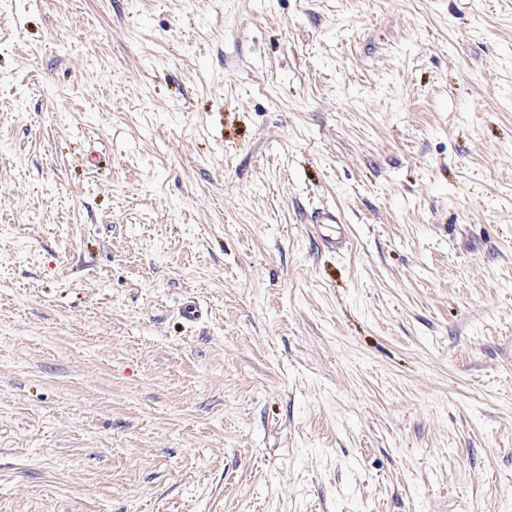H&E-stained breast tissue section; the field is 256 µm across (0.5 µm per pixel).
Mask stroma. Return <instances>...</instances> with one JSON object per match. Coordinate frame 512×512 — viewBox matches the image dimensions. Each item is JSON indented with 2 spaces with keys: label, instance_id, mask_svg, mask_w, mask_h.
Masks as SVG:
<instances>
[{
  "label": "stroma",
  "instance_id": "35a3bbf8",
  "mask_svg": "<svg viewBox=\"0 0 512 512\" xmlns=\"http://www.w3.org/2000/svg\"><path fill=\"white\" fill-rule=\"evenodd\" d=\"M0 512H512V0H0ZM311 224L324 226L329 230L327 234L323 235L325 248L336 251V249H340L343 243H345L342 233L336 232V228L340 229L339 224H342L336 213V209L326 207L316 211L311 217Z\"/></svg>",
  "mask_w": 512,
  "mask_h": 512
}]
</instances>
